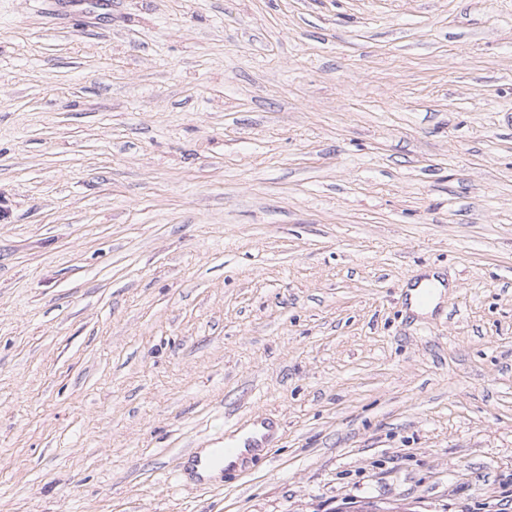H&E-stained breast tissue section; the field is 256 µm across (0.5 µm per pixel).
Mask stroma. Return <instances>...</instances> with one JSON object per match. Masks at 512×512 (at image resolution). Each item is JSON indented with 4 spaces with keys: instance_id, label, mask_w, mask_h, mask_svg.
<instances>
[{
    "instance_id": "obj_1",
    "label": "stroma",
    "mask_w": 512,
    "mask_h": 512,
    "mask_svg": "<svg viewBox=\"0 0 512 512\" xmlns=\"http://www.w3.org/2000/svg\"><path fill=\"white\" fill-rule=\"evenodd\" d=\"M368 501L512 512V0H0V512ZM256 431L259 433H268V428H265L261 424H257L255 426H251L246 429L243 433L236 434V438L232 440L234 433L236 431L227 434L224 437L223 442L217 443V447L209 448V454L206 460L200 459V452L196 451L192 455V461L196 465L203 466H211V467H223L225 468H233L234 466L237 469H240L246 461H249L254 456H259L265 452L262 442H260L256 437H250ZM247 438V439H246ZM245 444H244V440ZM239 444L242 448H238L237 444ZM219 444V445H218ZM245 447V448H243ZM230 448H235L234 453L226 456L230 452ZM224 456H226L224 458Z\"/></svg>"
}]
</instances>
